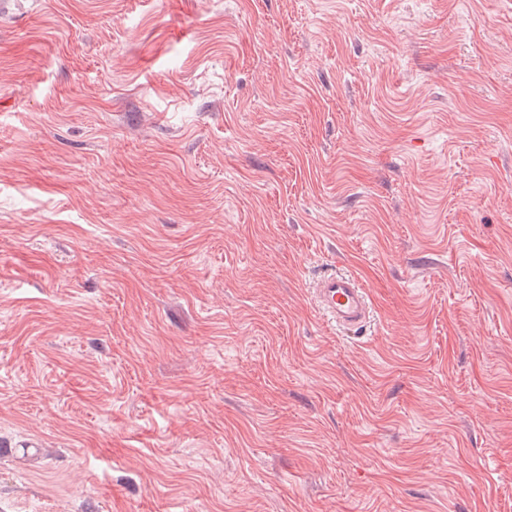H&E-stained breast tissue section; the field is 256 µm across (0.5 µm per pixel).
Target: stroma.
<instances>
[{"instance_id": "1", "label": "stroma", "mask_w": 512, "mask_h": 512, "mask_svg": "<svg viewBox=\"0 0 512 512\" xmlns=\"http://www.w3.org/2000/svg\"><path fill=\"white\" fill-rule=\"evenodd\" d=\"M0 512H512V0H10ZM315 290L319 310L346 329H357L369 318L368 290L349 275L330 273L321 277Z\"/></svg>"}]
</instances>
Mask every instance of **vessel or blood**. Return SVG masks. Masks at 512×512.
Returning a JSON list of instances; mask_svg holds the SVG:
<instances>
[{
	"label": "vessel or blood",
	"mask_w": 512,
	"mask_h": 512,
	"mask_svg": "<svg viewBox=\"0 0 512 512\" xmlns=\"http://www.w3.org/2000/svg\"><path fill=\"white\" fill-rule=\"evenodd\" d=\"M315 302L319 310L346 329L363 326L371 310L367 289L355 278L342 274H327L318 281Z\"/></svg>",
	"instance_id": "vessel-or-blood-1"
}]
</instances>
